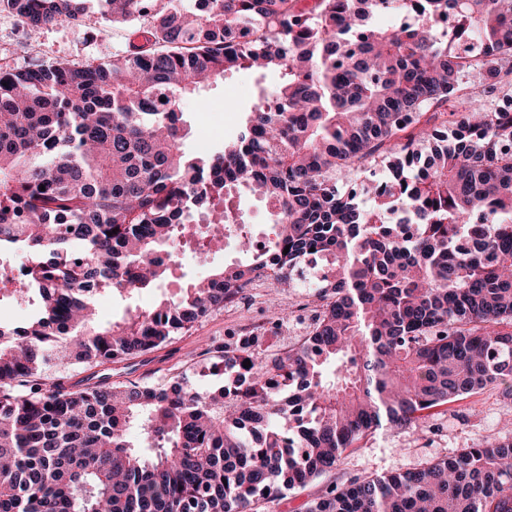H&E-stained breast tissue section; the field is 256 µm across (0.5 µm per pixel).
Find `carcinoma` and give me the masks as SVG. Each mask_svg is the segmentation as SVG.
Masks as SVG:
<instances>
[{"mask_svg": "<svg viewBox=\"0 0 512 512\" xmlns=\"http://www.w3.org/2000/svg\"><path fill=\"white\" fill-rule=\"evenodd\" d=\"M99 2L96 24L141 21L145 43L0 71V258L32 257L8 297L38 306L0 322V512H259L364 436L512 381V2ZM0 4L29 28L87 19L85 0ZM410 8L417 23L386 22ZM450 15L474 50H448ZM239 69L280 82L236 140L187 155L182 101ZM243 192L272 205L273 275L239 232L250 264L93 321L98 291L157 286L180 236L219 243ZM313 253L326 273L300 339L272 347L254 323L211 342L213 392L56 375L147 356L255 281L291 286ZM304 512H512V438L331 484Z\"/></svg>", "mask_w": 512, "mask_h": 512, "instance_id": "1", "label": "carcinoma"}]
</instances>
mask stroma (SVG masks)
I'll list each match as a JSON object with an SVG mask.
<instances>
[{
    "mask_svg": "<svg viewBox=\"0 0 512 512\" xmlns=\"http://www.w3.org/2000/svg\"><path fill=\"white\" fill-rule=\"evenodd\" d=\"M133 24L109 23L100 31L61 21L37 28L19 27L7 10L0 8V68L24 69L40 63H108L125 54L133 41ZM277 75L259 76L248 70L227 74L184 102L188 133L184 148L199 152L201 143L219 147L236 137L249 112L259 101L261 90H273ZM250 255L237 245L220 251L185 250L158 287L138 293L103 290L95 298L100 323L108 324L156 306L177 296L187 283L208 276L227 264H246ZM257 309L232 307L213 311L189 333L175 337L154 352L158 365L148 372H129L115 366L113 380L158 381L172 372L186 373L190 385L209 391L224 383L222 368L213 365L206 351L209 340H223L230 330L260 319ZM512 424V395L504 386H490L438 407L410 429H380L364 437L358 447L344 454L336 469L304 489L289 492L280 504H267L265 512H299L307 502L319 498L329 483L346 485L372 475L402 473L448 457L475 443L505 436Z\"/></svg>",
    "mask_w": 512,
    "mask_h": 512,
    "instance_id": "35a3bbf8",
    "label": "stroma"
}]
</instances>
